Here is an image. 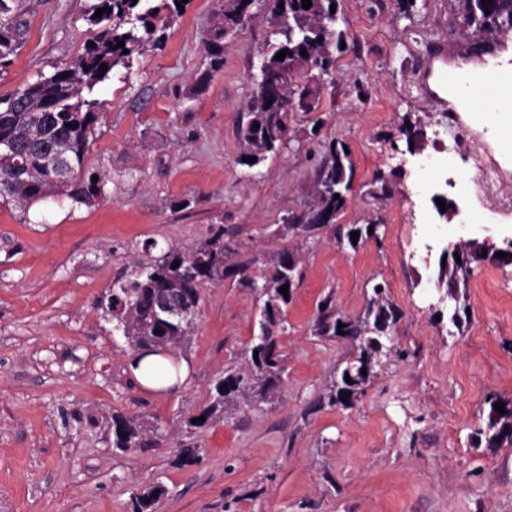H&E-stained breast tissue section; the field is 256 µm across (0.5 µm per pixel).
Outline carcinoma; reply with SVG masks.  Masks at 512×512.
<instances>
[{
  "mask_svg": "<svg viewBox=\"0 0 512 512\" xmlns=\"http://www.w3.org/2000/svg\"><path fill=\"white\" fill-rule=\"evenodd\" d=\"M161 5L150 6L145 0H95L87 11L86 21L98 28L92 39L94 45H84L83 52L71 63L57 68L48 75L23 88L0 96V137H8L17 144L16 153L0 159V197L10 198L22 204H31L51 196H65L77 204L92 205L105 195L102 177L83 173V162L88 150L89 137L99 120L98 103L83 97V92H92L105 80L100 75L141 52L146 40L158 42L163 37V28L157 25L159 13H180L177 4L186 0H160ZM317 8L305 9L301 0H274L269 24L276 39L267 45L265 56L270 70L268 86L282 98L295 103L296 112H313L319 103L320 77L328 74L336 61V51L343 41L342 32L336 30L337 14L330 12L336 0H316ZM253 0H224L219 19L204 41L210 57V67L220 69L224 64V29L229 20L241 17ZM463 21L476 31L497 32L502 28L512 29V0H463ZM105 12L94 17L97 9ZM28 31L23 14L12 12L7 0H0V60L21 48ZM124 46H119L118 42ZM284 50L286 56L276 59ZM306 55H301V52ZM268 89V90H270ZM268 90L259 85L252 101L250 119L242 131L241 156L255 157L263 161L270 153L284 149L288 144V111L270 109L265 104ZM39 138L48 144L63 147L65 162L62 170H48L46 157L29 148V141ZM345 148L330 145V151L321 168L316 185L314 208L292 218L294 226L305 231L323 227L319 215L340 212L346 204V193L350 191V180L346 179ZM236 254L233 238L224 236L219 228L209 239L188 252L171 250L161 261L135 269L132 277L118 285L108 302V310L117 320L116 328L123 335L140 343L145 340H165L176 344L185 336L190 324L172 327L151 312L155 293L161 289L189 288L195 299L201 300V289L212 282H221L226 277L241 274L245 263L231 264L229 259ZM179 265H173V262ZM288 252L279 253L272 275L261 286L255 280L245 283L258 287L264 298L261 310L262 331L270 336L273 329L285 320L290 303L280 288L283 272L287 268ZM448 276V287L455 288L464 282L471 268L457 269L450 264L442 268ZM381 284L373 285L375 299L364 315L357 319H346L336 315L328 304H323L316 322V334L344 336L357 342L358 357L378 358L381 355L377 343L385 342L390 330L400 316L399 310L383 301ZM344 324L338 328V324ZM282 372V358L277 352L276 341H270L266 353L250 349L247 366L236 371L232 380L251 388L268 399L274 394ZM232 386H224L220 380L214 385L213 400L201 415L205 421L195 418L190 426L201 428L205 422L224 413L228 404L240 398ZM486 427L490 428L487 443L512 444V403L504 404V411L491 409ZM112 445L115 448H142L147 445L143 431L131 420L122 416L112 417ZM163 490L158 487L133 500L134 512H152L153 506Z\"/></svg>",
  "mask_w": 512,
  "mask_h": 512,
  "instance_id": "carcinoma-1",
  "label": "carcinoma"
}]
</instances>
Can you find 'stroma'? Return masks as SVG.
<instances>
[{"label": "stroma", "mask_w": 512, "mask_h": 512, "mask_svg": "<svg viewBox=\"0 0 512 512\" xmlns=\"http://www.w3.org/2000/svg\"><path fill=\"white\" fill-rule=\"evenodd\" d=\"M15 2L29 29L0 65V95L68 64L97 33L90 0ZM222 5L187 0L162 44L95 88L84 159L105 178L95 205L0 198V512H132L156 485L154 512H512V445L485 435L491 403L512 402V263L498 257L512 245V152L500 129L434 107L418 87L439 43L453 57L479 51L482 35L462 26L461 0H338L347 47L317 109L293 113L287 147L251 168L238 162L240 131L273 39L270 2L257 0L214 71L203 41ZM451 122L467 151H441ZM333 143L352 163L344 208L332 225L287 227L314 205ZM435 151L439 168L421 176L418 160ZM367 224L376 235L341 240ZM455 224L485 256L452 289L440 274L450 238L429 230ZM219 227L250 277L270 275L285 250L300 278L274 332V399L237 402L196 429L215 382L247 363L261 296L236 276L203 286L173 351L193 370L173 391L137 384L133 346L104 301L135 268ZM377 283L401 313L391 350L351 406L329 404L358 350L315 335L319 306L361 317ZM116 415L143 426L147 447L113 448Z\"/></svg>", "instance_id": "1"}]
</instances>
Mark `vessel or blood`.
<instances>
[{"instance_id": "obj_1", "label": "vessel or blood", "mask_w": 512, "mask_h": 512, "mask_svg": "<svg viewBox=\"0 0 512 512\" xmlns=\"http://www.w3.org/2000/svg\"><path fill=\"white\" fill-rule=\"evenodd\" d=\"M481 74L468 71L456 74L448 72V56L438 52L433 56L423 78L425 90L440 107H447L449 91H456L463 99L484 97L489 103L490 114L512 109V70L501 68L500 64L480 59Z\"/></svg>"}]
</instances>
